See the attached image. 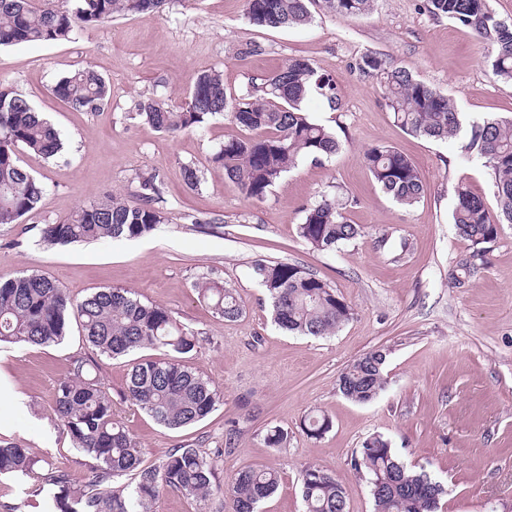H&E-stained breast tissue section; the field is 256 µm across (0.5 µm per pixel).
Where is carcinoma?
<instances>
[{
    "label": "carcinoma",
    "instance_id": "obj_1",
    "mask_svg": "<svg viewBox=\"0 0 512 512\" xmlns=\"http://www.w3.org/2000/svg\"><path fill=\"white\" fill-rule=\"evenodd\" d=\"M168 0H0V47L22 43L66 41L81 26L98 25L128 16H154ZM312 0H246V17L269 29L303 27L311 22ZM325 9L358 16L373 0H323ZM428 11L469 28L490 48V73L512 82V23L499 18L490 0H427ZM356 67L381 77V90L394 120L407 133L436 140L455 139L460 113L440 91L419 80L410 69L396 66L377 53H367ZM317 93L333 110L340 97L332 81L305 58L292 57L260 82L252 81L237 96L227 94L224 76L202 71L193 76L188 100L174 108L148 98L137 104L136 116L157 132L177 134L205 129L223 116L244 135L224 141L213 162L223 168L245 198L262 201L282 177L305 160L320 161L340 149L336 133L313 121L303 107ZM53 93L79 111L99 109L112 96L111 85L91 68L61 77ZM45 159L63 149L57 129L21 95L0 84V224H14L33 211L45 186L19 163L17 149ZM458 158L483 160L492 181L499 212L491 216L484 200L465 182L458 183L453 223L474 245L497 238L500 226L512 224V116H490L472 122L459 141ZM374 181L399 204L411 207L425 195V185L407 155L391 146H373L363 153ZM162 190L157 176L139 177L137 201L107 194L79 207L70 217L47 224L40 243L66 245L104 239H137L163 222L155 203ZM362 233L343 214L342 203L324 194L306 209L299 236L317 251L327 252ZM253 272L271 302L274 322L305 336H327L353 316L336 289L305 268L283 262L258 261ZM198 295L215 314L234 321L243 313L235 289L209 278L195 284ZM76 311L93 355L72 360L69 377L54 396L55 410L73 447L94 461L82 482L56 470L47 480L54 486L56 512H154L165 491H177L204 504L218 494L229 501L228 512H258L260 503L278 487L279 473L270 467L238 470L226 487L215 482L217 461L224 449L187 446L176 449L159 466H144L143 452L114 415L112 396L97 377L99 361L149 348L158 358L136 359L128 373L125 400L158 423L179 429L206 418L222 401L221 392L184 362L199 347V332L176 320L171 309L141 301L127 288H101L72 299L54 280L35 270L0 277V344L48 346L67 335L70 311ZM387 353L374 349L354 360L338 380L348 400L367 404L384 390ZM333 427L320 412L304 419L303 431L318 439ZM36 460L22 446L0 444V476L28 474ZM351 466L368 476L375 512H437L444 486L423 469L406 466L388 439L376 435L356 452ZM132 473L133 485H109L112 477ZM305 512H348L343 485L326 469L308 466L301 472Z\"/></svg>",
    "mask_w": 512,
    "mask_h": 512
}]
</instances>
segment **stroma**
Masks as SVG:
<instances>
[{
	"mask_svg": "<svg viewBox=\"0 0 512 512\" xmlns=\"http://www.w3.org/2000/svg\"><path fill=\"white\" fill-rule=\"evenodd\" d=\"M299 29L251 25L245 0H170L162 13L81 27L58 43L0 47V83L24 95L60 132L63 151L45 159L19 150L23 167L46 187L38 208L19 223L0 225V276L36 270L76 299L98 288H128L141 300L170 308L198 330L200 345L186 363L224 392L223 404L181 429L157 423L123 392L131 357L103 360L98 378L118 420L159 465L176 448H220V481L246 466L279 471L277 491L259 512H303L300 474L316 465L345 488L348 512H374L365 477L351 460L373 435L388 438L402 461L443 482L439 512H512V225L482 244L483 260L465 285L454 277L474 247L451 222L455 187L466 181L496 209L480 161L460 162L457 144L405 133L381 93L380 78L356 63L378 53L409 68L448 95L465 121L512 114V83L491 78L487 47L466 27L429 13L426 0H374L364 15L327 12L321 0ZM309 59L337 85L342 107L318 95L306 108L332 128L340 150L287 173L265 200L249 201L225 179L213 155L240 130L223 118L205 130L171 137L134 116L138 100L180 105L191 77L224 74L230 95L278 69L288 58ZM91 67L112 85L100 110L76 111L52 89L62 75ZM398 148L417 166L427 190L414 207L397 204L374 182L365 149ZM198 170L188 189L184 167ZM156 174L163 221L139 239L44 247V225L107 194L128 199L136 177ZM337 195L356 239L336 250H313L297 226L321 195ZM299 265L333 286L353 317L332 336H297L278 328L271 303L253 275L254 260ZM203 277L235 288L244 306L233 322L212 313L194 289ZM387 353V384L369 404L338 391L345 367L369 350ZM78 322L62 343L0 345V443L28 448L37 475L0 477V512H54L43 476L67 471L82 480L94 464L74 448L54 411L57 384L73 357L89 353ZM322 411L333 420L319 439L301 424ZM289 432L272 448L268 429Z\"/></svg>",
	"mask_w": 512,
	"mask_h": 512,
	"instance_id": "35a3bbf8",
	"label": "stroma"
}]
</instances>
